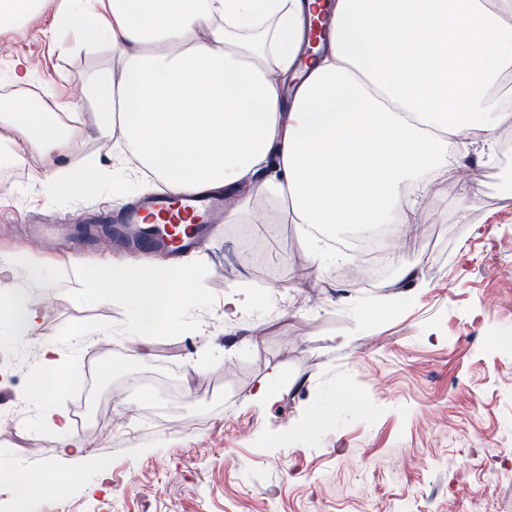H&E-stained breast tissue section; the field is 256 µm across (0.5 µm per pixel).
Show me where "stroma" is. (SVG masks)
Here are the masks:
<instances>
[{"label":"stroma","mask_w":512,"mask_h":512,"mask_svg":"<svg viewBox=\"0 0 512 512\" xmlns=\"http://www.w3.org/2000/svg\"><path fill=\"white\" fill-rule=\"evenodd\" d=\"M63 4L41 0L0 25V77L39 60L35 87L62 100L107 61L106 47L50 35ZM457 163L483 172L470 184L477 206L458 209L460 186L436 178L428 231L395 244L384 283L347 280L331 256L313 264L301 225L283 217L259 263L227 224L199 256L208 276L178 332L146 339L129 332L125 300L78 283L82 267L129 252L75 259L64 227L52 251L22 230L88 220L112 191L50 202L28 175L0 193V260L23 248L46 265L30 288L34 334L12 335L0 317V409H28L0 421V467L67 485L23 504L0 485V512H512V200L497 184L512 163L487 166L477 148ZM403 258L417 261L410 273ZM231 292L241 312L227 322ZM43 340L73 376L55 406L87 417L80 458L60 453L29 389ZM92 353L102 364L90 379ZM265 379L276 400L263 411L249 398Z\"/></svg>","instance_id":"stroma-1"}]
</instances>
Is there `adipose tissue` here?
<instances>
[{
    "instance_id": "1",
    "label": "adipose tissue",
    "mask_w": 512,
    "mask_h": 512,
    "mask_svg": "<svg viewBox=\"0 0 512 512\" xmlns=\"http://www.w3.org/2000/svg\"><path fill=\"white\" fill-rule=\"evenodd\" d=\"M314 0H66L52 32L77 31L106 46L108 63L44 120L28 97L11 98L13 130L53 158L39 173L47 199L80 190L121 191L128 160L73 163L87 133L75 114H98L97 137L121 128L142 173L172 191L224 193V221L275 200L290 223L372 234L420 219L431 177L470 131L494 146L512 123L493 90L512 81V0H335L333 32L305 76ZM42 282L43 267L14 253L0 301L17 331L32 334L38 308L15 275ZM204 266L142 259L83 272L90 288L130 299L140 337L166 328L202 288Z\"/></svg>"
}]
</instances>
